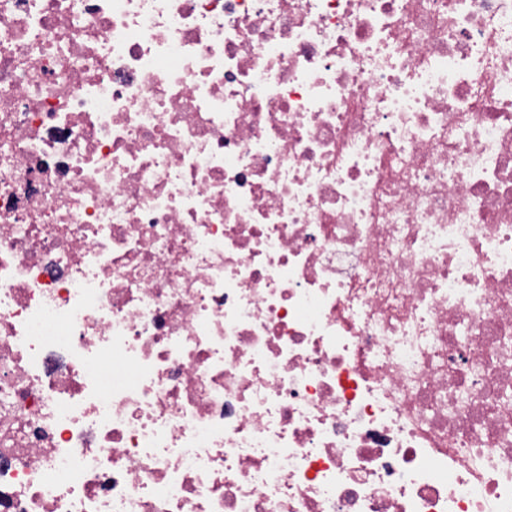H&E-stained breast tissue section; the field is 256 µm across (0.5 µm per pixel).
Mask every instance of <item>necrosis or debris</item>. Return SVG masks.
Masks as SVG:
<instances>
[{"label":"necrosis or debris","instance_id":"obj_1","mask_svg":"<svg viewBox=\"0 0 512 512\" xmlns=\"http://www.w3.org/2000/svg\"><path fill=\"white\" fill-rule=\"evenodd\" d=\"M0 512H512V0H0Z\"/></svg>","mask_w":512,"mask_h":512}]
</instances>
